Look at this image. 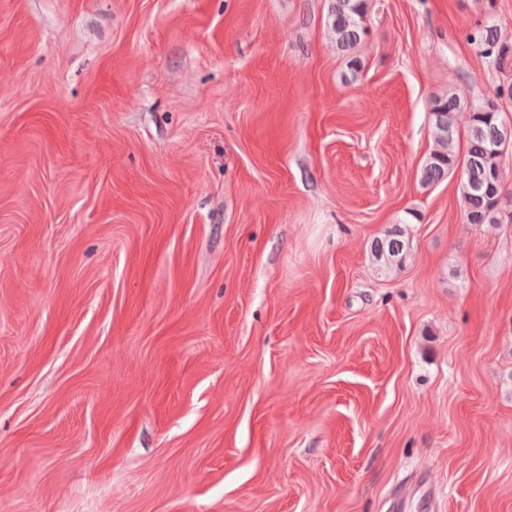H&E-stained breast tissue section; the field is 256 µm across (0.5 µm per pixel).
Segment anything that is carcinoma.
Here are the masks:
<instances>
[{"instance_id":"carcinoma-1","label":"carcinoma","mask_w":512,"mask_h":512,"mask_svg":"<svg viewBox=\"0 0 512 512\" xmlns=\"http://www.w3.org/2000/svg\"><path fill=\"white\" fill-rule=\"evenodd\" d=\"M374 7L375 0H330L327 26L341 51L351 54L367 36V18ZM466 39L482 55L493 59L499 69L512 68V49L501 42L492 22L476 24ZM429 112L433 145L421 165V183L433 185L459 172V190L469 223L500 224L506 218L512 220V212L506 208L512 197L505 196L503 180H489L490 172L503 165L504 152L512 144L502 106L494 101L464 102L449 89L433 96ZM406 226L407 221L402 220L371 241L370 254L381 270L403 268L410 251Z\"/></svg>"}]
</instances>
